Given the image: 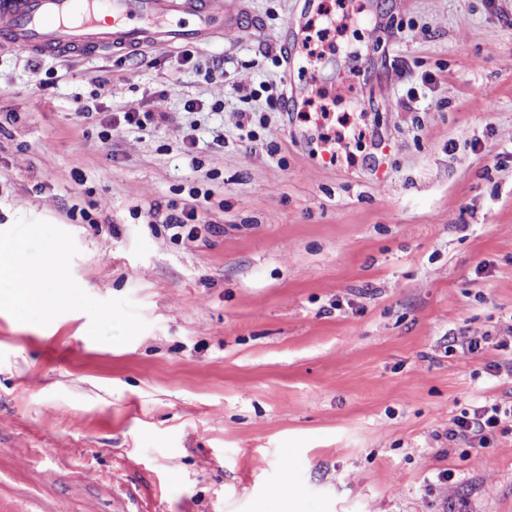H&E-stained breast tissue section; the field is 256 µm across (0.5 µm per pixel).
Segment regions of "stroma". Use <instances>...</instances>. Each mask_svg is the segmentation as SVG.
I'll use <instances>...</instances> for the list:
<instances>
[{
    "mask_svg": "<svg viewBox=\"0 0 512 512\" xmlns=\"http://www.w3.org/2000/svg\"><path fill=\"white\" fill-rule=\"evenodd\" d=\"M320 2L336 48L290 71L306 0H240L188 64L0 49V238L63 258L49 316L0 301V512H512V437H445L512 401V352L453 346L512 326V0ZM295 84L387 151L316 159ZM306 27L300 26L298 31L294 27V22L290 20L284 26V32L278 37L277 42L280 45V50L282 51V57L286 62L287 69H291L293 66V52L291 48V39L290 35L294 37L297 41L302 38L303 34L306 33Z\"/></svg>",
    "mask_w": 512,
    "mask_h": 512,
    "instance_id": "stroma-1",
    "label": "stroma"
}]
</instances>
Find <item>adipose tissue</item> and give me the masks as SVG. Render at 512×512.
<instances>
[{"label":"adipose tissue","instance_id":"1","mask_svg":"<svg viewBox=\"0 0 512 512\" xmlns=\"http://www.w3.org/2000/svg\"><path fill=\"white\" fill-rule=\"evenodd\" d=\"M16 263L13 254L0 253V288L7 289L11 305L23 312L50 314L55 297V273L31 265L20 270Z\"/></svg>","mask_w":512,"mask_h":512}]
</instances>
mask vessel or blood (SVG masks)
<instances>
[{
    "instance_id": "b4317fda",
    "label": "vessel or blood",
    "mask_w": 512,
    "mask_h": 512,
    "mask_svg": "<svg viewBox=\"0 0 512 512\" xmlns=\"http://www.w3.org/2000/svg\"><path fill=\"white\" fill-rule=\"evenodd\" d=\"M236 20L228 0H0V47L49 55L205 44Z\"/></svg>"
}]
</instances>
